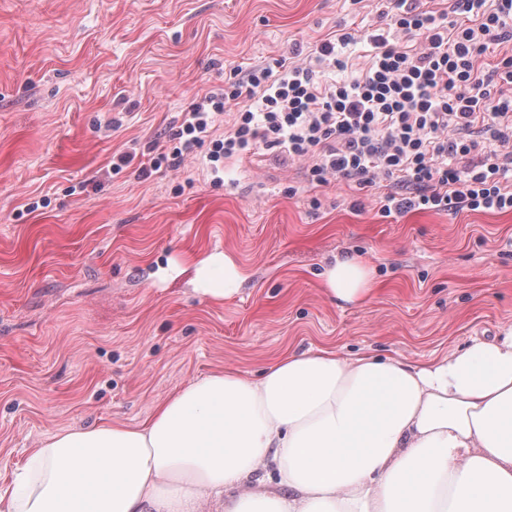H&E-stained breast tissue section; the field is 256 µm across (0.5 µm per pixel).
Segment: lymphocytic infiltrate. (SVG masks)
<instances>
[{
	"mask_svg": "<svg viewBox=\"0 0 512 512\" xmlns=\"http://www.w3.org/2000/svg\"><path fill=\"white\" fill-rule=\"evenodd\" d=\"M390 3L399 40L342 27L310 50L296 44L288 57L235 70L173 117L140 175L178 167L201 147L216 174L225 159L261 148L307 162L311 186L373 188L384 218L511 213L512 54L487 56L512 44V0H452L446 10ZM364 41L372 50L357 75L325 78L340 49ZM229 108L232 123L218 131Z\"/></svg>",
	"mask_w": 512,
	"mask_h": 512,
	"instance_id": "f902f5d3",
	"label": "lymphocytic infiltrate"
}]
</instances>
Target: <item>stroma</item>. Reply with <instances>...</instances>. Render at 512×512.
Instances as JSON below:
<instances>
[{"label": "stroma", "mask_w": 512, "mask_h": 512, "mask_svg": "<svg viewBox=\"0 0 512 512\" xmlns=\"http://www.w3.org/2000/svg\"><path fill=\"white\" fill-rule=\"evenodd\" d=\"M386 8L0 0L1 488L53 433L143 424L228 369L256 378L311 348L425 365L512 326V212L384 219L370 189L307 188L303 163L264 150L228 161L219 184L194 159L147 179L135 162L112 170L234 68L340 24L384 26ZM214 252L247 274L232 298L193 289L194 262ZM344 257L373 271L363 303L324 287Z\"/></svg>", "instance_id": "35a3bbf8"}]
</instances>
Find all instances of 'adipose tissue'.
I'll list each match as a JSON object with an SVG mask.
<instances>
[{
    "label": "adipose tissue",
    "instance_id": "obj_1",
    "mask_svg": "<svg viewBox=\"0 0 512 512\" xmlns=\"http://www.w3.org/2000/svg\"><path fill=\"white\" fill-rule=\"evenodd\" d=\"M324 279L372 291L355 259ZM243 280L222 252L196 269L214 298ZM0 512H512V327L429 366L322 349L192 382L143 425L50 436Z\"/></svg>",
    "mask_w": 512,
    "mask_h": 512
}]
</instances>
